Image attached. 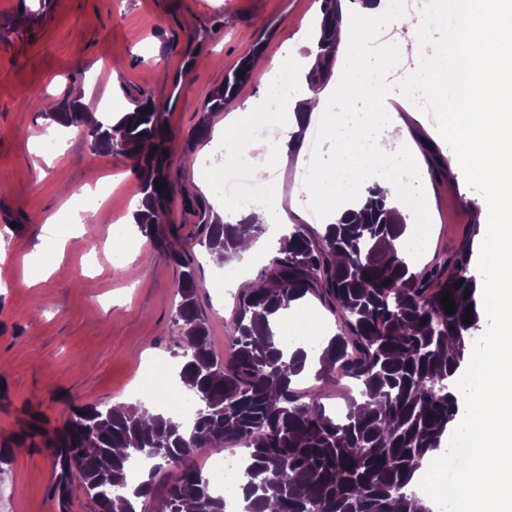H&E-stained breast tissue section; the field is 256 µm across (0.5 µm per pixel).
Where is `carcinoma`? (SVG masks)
I'll list each match as a JSON object with an SVG mask.
<instances>
[{
	"label": "carcinoma",
	"instance_id": "obj_1",
	"mask_svg": "<svg viewBox=\"0 0 512 512\" xmlns=\"http://www.w3.org/2000/svg\"><path fill=\"white\" fill-rule=\"evenodd\" d=\"M341 20L342 0H321L319 52L306 76L312 88L324 85L336 64ZM257 53L255 48L242 58L224 86L204 101L203 114L224 110L252 79ZM83 97L82 89L72 87L63 100L40 108L56 122L86 128L96 153L138 157L136 224L156 251L182 268L172 343L184 359L180 377L196 413L187 426L181 417L154 413L142 402L84 405L72 408L51 433L32 413L0 444V464L9 461L13 448L43 435L56 472L49 494L61 512H67L75 478L97 512H145L163 473L165 493L157 512H225L224 498L191 460L202 450L240 446L247 457L242 512H430L406 487L441 448L459 411L452 386L472 351V331L484 306L469 251L411 271L401 257L404 220L386 191L375 186L351 218L316 234L297 224L282 238L268 265L238 294L228 349L220 356L199 314L203 283L189 252L171 241L174 229L163 228L178 189L173 161L163 155L167 105L136 102L116 141L107 124L86 111ZM147 144L157 150L145 149ZM156 181L166 188L158 189ZM183 205L197 217V244L218 263L266 232L255 215L237 224L213 220L201 195H184ZM445 293L455 303L450 315L441 304ZM309 296L336 314L340 327L316 353L319 392L328 396L345 377L361 388L363 401L349 397L344 414L303 391L308 352H288L278 335V313Z\"/></svg>",
	"mask_w": 512,
	"mask_h": 512
}]
</instances>
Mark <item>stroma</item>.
<instances>
[{
    "mask_svg": "<svg viewBox=\"0 0 512 512\" xmlns=\"http://www.w3.org/2000/svg\"><path fill=\"white\" fill-rule=\"evenodd\" d=\"M321 0H0V441L18 432L29 413L62 425L71 406L143 401L157 397L138 388L148 360L176 364L170 341L180 269L154 251L129 223L137 180L121 155L92 152L85 134L44 150L51 122L42 101L82 87L89 112L133 109L138 98L168 104L166 148L189 193L208 194L199 162L214 157L233 113L256 114L271 89L262 75L241 87L211 119V136L190 137L210 92L251 47L267 61L310 57ZM186 77H178L181 67ZM384 137L397 136L403 150L420 156L431 146L444 159L453 151L433 114L405 104L398 91ZM114 180L107 206L86 191L89 170ZM412 189L422 202L426 226L406 216V237L423 236L412 271L447 259L462 247L479 252L486 229L469 206L477 192L453 176L417 177ZM81 211L82 224L68 223ZM55 217L59 238L80 235L63 254L42 251V220ZM179 240L191 248L203 283L200 305L212 346L224 352L231 331L232 293L213 287L216 264L193 242L195 219L174 196L168 215ZM42 256L57 266L48 279L31 283L25 258ZM50 456L44 447L14 450L0 480L24 512H55L48 495Z\"/></svg>",
    "mask_w": 512,
    "mask_h": 512,
    "instance_id": "stroma-1",
    "label": "stroma"
}]
</instances>
